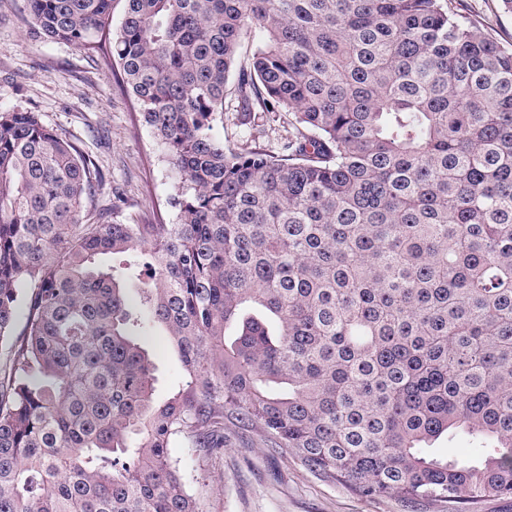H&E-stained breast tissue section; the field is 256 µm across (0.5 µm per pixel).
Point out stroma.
<instances>
[{
  "instance_id": "35a3bbf8",
  "label": "stroma",
  "mask_w": 512,
  "mask_h": 512,
  "mask_svg": "<svg viewBox=\"0 0 512 512\" xmlns=\"http://www.w3.org/2000/svg\"><path fill=\"white\" fill-rule=\"evenodd\" d=\"M468 17L502 46L512 47V13L501 0H465ZM38 113L98 167L92 189L97 208L122 224H170L174 178L162 149L145 126L119 68L97 47L78 48L39 37L29 23L28 0H0V109ZM216 133L236 150L258 145L279 151L288 140V117L259 112L242 120L233 100L224 103ZM156 364V395L181 379L179 358L162 331L144 338ZM205 512H412L397 499H370L317 479L292 459L269 455L255 434L232 433L224 458L199 460L192 449L172 451Z\"/></svg>"
}]
</instances>
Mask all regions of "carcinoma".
Instances as JSON below:
<instances>
[{
	"mask_svg": "<svg viewBox=\"0 0 512 512\" xmlns=\"http://www.w3.org/2000/svg\"><path fill=\"white\" fill-rule=\"evenodd\" d=\"M28 2L56 42L112 21ZM124 2L110 53L176 222L86 214L94 163L0 109V512H203L170 449L239 429L362 496H512V48L462 0ZM229 94L288 115L283 153L224 146ZM454 432L491 447L426 452ZM156 364V398L162 399L181 379L179 358L161 330L143 336Z\"/></svg>",
	"mask_w": 512,
	"mask_h": 512,
	"instance_id": "carcinoma-1",
	"label": "carcinoma"
}]
</instances>
